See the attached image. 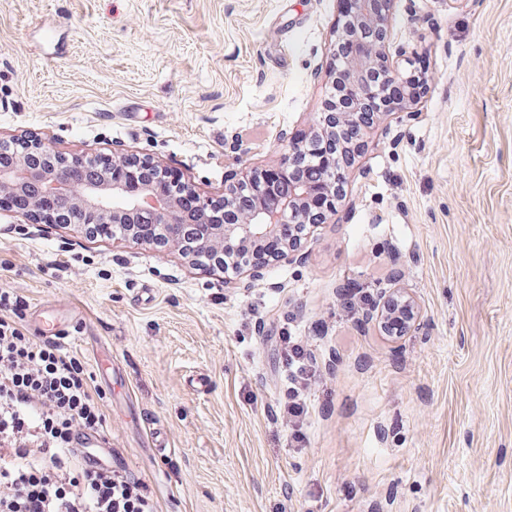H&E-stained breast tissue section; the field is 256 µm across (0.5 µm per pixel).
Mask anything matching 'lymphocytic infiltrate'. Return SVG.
I'll return each instance as SVG.
<instances>
[{
  "mask_svg": "<svg viewBox=\"0 0 512 512\" xmlns=\"http://www.w3.org/2000/svg\"><path fill=\"white\" fill-rule=\"evenodd\" d=\"M276 346L285 386L279 414L289 447L302 449L324 366L288 331ZM102 426L81 360L0 317V512H156L146 485L122 460L93 466L75 446L78 429Z\"/></svg>",
  "mask_w": 512,
  "mask_h": 512,
  "instance_id": "f902f5d3",
  "label": "lymphocytic infiltrate"
}]
</instances>
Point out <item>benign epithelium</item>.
<instances>
[{
	"label": "benign epithelium",
	"mask_w": 512,
	"mask_h": 512,
	"mask_svg": "<svg viewBox=\"0 0 512 512\" xmlns=\"http://www.w3.org/2000/svg\"><path fill=\"white\" fill-rule=\"evenodd\" d=\"M344 3L348 8L337 19L332 51L344 43H361L367 50L339 58L348 82L343 107L336 110L335 93H330L324 111L312 125L311 140L336 144V153L322 161L328 175L321 183L311 185L303 179L306 145L292 139L285 146L281 162L251 168L224 189V223L219 224L209 216L210 200L189 185L170 194L156 180L131 186L103 174L95 180L80 181L66 168L67 157L37 139H17L12 141L13 153L6 159L0 156V197L7 195L22 201L12 214L25 224L42 223L43 209H51L65 198L81 211L83 221L74 226L77 232H85L87 224L110 221L122 225L124 239L130 243L160 251L174 250L193 264L206 255L215 258L216 267L222 269L224 248L232 245L239 261L236 277L245 273L260 276L270 263L289 257L301 246L298 241H284L277 251L253 259V255L281 238L283 225L296 224L309 233L335 215L336 198L351 158L343 131L354 121L363 101L396 83L404 94L400 105L406 107L414 102V94L410 93L412 81L394 68L390 22L376 11V0ZM377 73L382 81L374 87L368 75ZM147 223L158 229L154 241L138 233L139 226Z\"/></svg>",
	"instance_id": "obj_1"
}]
</instances>
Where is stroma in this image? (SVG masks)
Returning a JSON list of instances; mask_svg holds the SVG:
<instances>
[{
  "instance_id": "stroma-1",
  "label": "stroma",
  "mask_w": 512,
  "mask_h": 512,
  "mask_svg": "<svg viewBox=\"0 0 512 512\" xmlns=\"http://www.w3.org/2000/svg\"><path fill=\"white\" fill-rule=\"evenodd\" d=\"M337 15V0H0V140L146 157L221 198L308 134ZM389 18L395 67L427 60V90L367 129L335 222L261 277L0 212V293L23 297L20 329L48 302L69 322L65 349L157 512H512V0H392ZM349 279L412 296L417 325L336 322ZM296 309L293 334L328 323L334 398L298 453L274 422L275 338Z\"/></svg>"
}]
</instances>
